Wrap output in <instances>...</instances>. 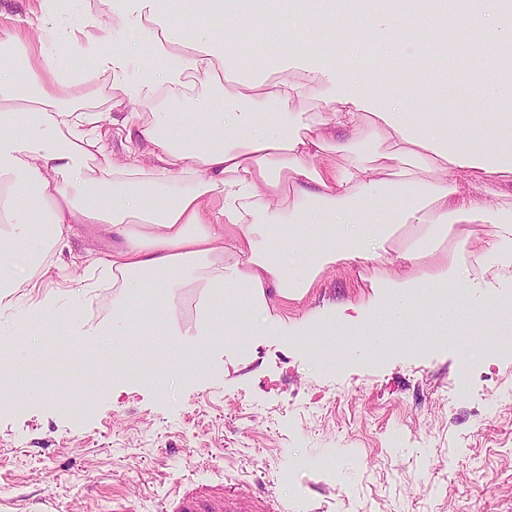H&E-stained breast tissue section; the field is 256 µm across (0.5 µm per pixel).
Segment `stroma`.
<instances>
[{"mask_svg": "<svg viewBox=\"0 0 512 512\" xmlns=\"http://www.w3.org/2000/svg\"><path fill=\"white\" fill-rule=\"evenodd\" d=\"M288 18L267 24L261 54L302 61L284 45ZM112 249L101 226L79 225L63 259L73 279L87 257ZM370 268L336 265L289 319L328 315L375 295ZM161 332L138 337L120 396L105 390L73 416L49 402L0 410V512H180L202 493L207 507L234 492L244 512L277 501L288 512H512V356L463 362L459 350L390 352L367 362L337 338L317 370L306 349L274 338L247 351H198L196 377L169 374ZM44 378L104 379L111 344L76 345L73 327L36 341Z\"/></svg>", "mask_w": 512, "mask_h": 512, "instance_id": "obj_1", "label": "stroma"}]
</instances>
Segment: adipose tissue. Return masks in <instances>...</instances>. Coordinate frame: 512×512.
I'll return each instance as SVG.
<instances>
[{
    "mask_svg": "<svg viewBox=\"0 0 512 512\" xmlns=\"http://www.w3.org/2000/svg\"><path fill=\"white\" fill-rule=\"evenodd\" d=\"M203 2L204 40L178 36L174 0H85L79 23L62 28L59 0H40L38 19L0 28V47L25 74L17 81L0 63V304L24 307L22 331L80 323V307L61 309L43 285L74 225L96 224L115 243L89 260L78 292L111 278L112 319L92 333L119 351L160 326L172 353L191 354L205 340H236L244 323L252 336L312 351L349 336L356 359L391 341L419 353L458 346L448 331L458 308L483 315L468 336L511 342L512 283L500 272L512 267V206L461 195L457 176L512 177V56L490 60L512 49V0H420L415 22L392 0H373L364 25L414 66V84L398 96L386 93L395 71L362 62L349 41L275 78L259 56L229 66L225 46L263 21L252 0ZM462 22L487 32L467 58L475 92L436 83L422 60L421 26L447 38ZM126 32L137 41L112 48ZM52 34L82 53V76L47 50ZM219 86L224 108L207 111ZM165 96L190 113L164 111ZM310 97L314 111H289ZM107 110L126 144L122 164L98 133ZM144 142L156 160L149 168L138 160ZM333 154L347 164H327ZM474 224L485 229L477 242ZM339 263L373 268L378 295L335 316L288 321V304ZM183 288L202 291L193 341L165 323V310L133 316ZM415 317L419 329L390 340L387 327Z\"/></svg>",
    "mask_w": 512,
    "mask_h": 512,
    "instance_id": "ef3b65f1",
    "label": "adipose tissue"
}]
</instances>
